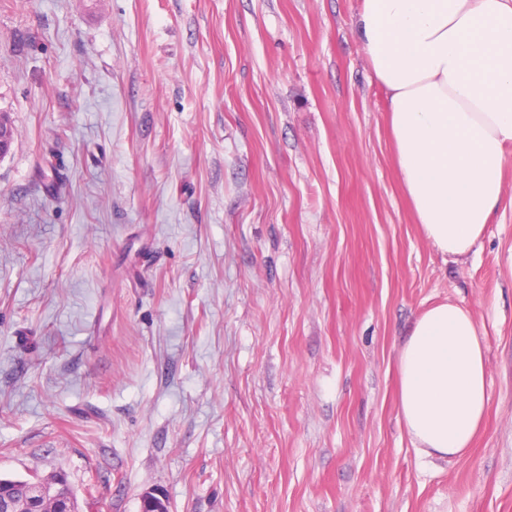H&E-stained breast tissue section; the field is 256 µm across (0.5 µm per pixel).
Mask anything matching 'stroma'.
Wrapping results in <instances>:
<instances>
[{
	"instance_id": "35a3bbf8",
	"label": "stroma",
	"mask_w": 512,
	"mask_h": 512,
	"mask_svg": "<svg viewBox=\"0 0 512 512\" xmlns=\"http://www.w3.org/2000/svg\"><path fill=\"white\" fill-rule=\"evenodd\" d=\"M360 3L0 0L1 478L64 470L80 512H512V207L467 259L425 239ZM446 301L490 404L440 459L396 361Z\"/></svg>"
}]
</instances>
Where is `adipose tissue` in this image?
Here are the masks:
<instances>
[{"label":"adipose tissue","instance_id":"adipose-tissue-1","mask_svg":"<svg viewBox=\"0 0 512 512\" xmlns=\"http://www.w3.org/2000/svg\"><path fill=\"white\" fill-rule=\"evenodd\" d=\"M354 33L388 96L395 163L426 239L459 259L505 202L512 151V0H362ZM399 412L419 452L465 453L487 411L484 335L442 302L397 359Z\"/></svg>","mask_w":512,"mask_h":512}]
</instances>
